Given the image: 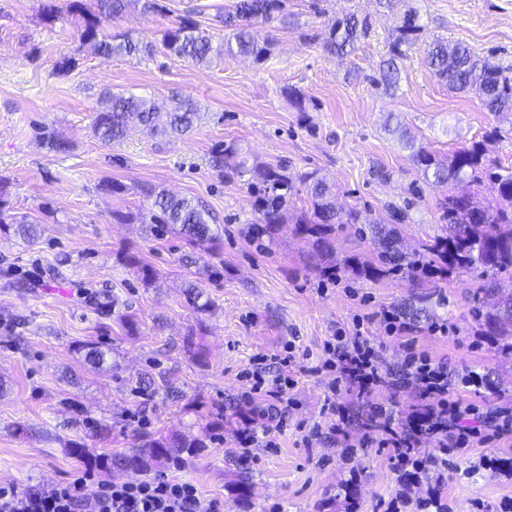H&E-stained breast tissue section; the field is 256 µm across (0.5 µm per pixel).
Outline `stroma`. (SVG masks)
Instances as JSON below:
<instances>
[{
    "label": "stroma",
    "instance_id": "1",
    "mask_svg": "<svg viewBox=\"0 0 512 512\" xmlns=\"http://www.w3.org/2000/svg\"><path fill=\"white\" fill-rule=\"evenodd\" d=\"M0 0V198L12 223L0 226V484L51 491L84 467L73 444L94 455L127 452L145 434L205 439L185 459L183 474L206 497L223 498L228 512H424L439 494L447 512H512V432L445 455L423 438L424 467L405 477L388 462L380 437L361 420L375 405L389 407L407 426L423 400L415 387L359 395L332 387L321 371L323 346L356 333L377 345L381 366L397 373L408 352L446 364L450 392L473 407L474 425L512 410V334L480 311L479 272L452 271L408 278L365 276L373 261L370 236L355 224L337 227L335 278L323 270L310 241L295 231L304 198H294L272 242L248 232L257 218L243 181L223 180L208 165L212 147L231 143L251 165L284 163L290 175L316 173L338 207L363 218L406 213L397 231L405 249L442 234L445 189L424 183L407 143L448 158L481 143L485 156L512 168V113L492 115L472 94L449 92L424 62L434 39L460 42L473 54L512 68V0H285L287 24H252L264 61L224 54L198 65L170 54L164 32L192 15L211 36L229 32L216 20L235 0H161L149 16L129 9L105 21L107 34L153 43L151 54L105 57L80 38L81 12L97 0ZM54 4V17L44 13ZM417 10L423 30L398 59L399 83L376 79L401 18ZM368 31L342 58L324 41L332 22L347 15ZM70 71H61L65 60ZM151 97L167 112L172 96L193 99L200 121L190 135L167 141L141 127L123 142L102 144L92 123L105 91ZM67 140L68 152L49 150L42 128ZM109 181L120 193L105 191ZM166 188L206 205L223 241L224 270L209 276L186 265L178 237L156 238L141 221L148 206L143 184ZM34 228L31 236L15 227ZM134 254L155 272L144 284L123 257ZM198 281L213 308L186 299ZM425 307L406 336L390 335L384 308ZM136 330H129L128 322ZM447 325L448 334L433 332ZM102 343V368L85 361L83 346ZM294 345L282 374L292 386L272 397L246 400L250 375L264 355ZM480 391L465 388L470 373ZM342 407V415L329 410ZM284 414L287 425L268 441L243 448L238 431L257 414ZM341 432H333L334 424ZM107 426L97 434L98 426ZM248 478L250 496L230 487Z\"/></svg>",
    "mask_w": 512,
    "mask_h": 512
}]
</instances>
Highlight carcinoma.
<instances>
[{
	"instance_id": "carcinoma-1",
	"label": "carcinoma",
	"mask_w": 512,
	"mask_h": 512,
	"mask_svg": "<svg viewBox=\"0 0 512 512\" xmlns=\"http://www.w3.org/2000/svg\"><path fill=\"white\" fill-rule=\"evenodd\" d=\"M141 7L145 14L162 10L159 0H99V14L81 15V39L94 45L104 54L131 55L151 51V46L129 36L119 38L101 32V19H112L131 4ZM284 0H237L233 9L217 15L224 28L232 31L237 52L256 61L267 54V46L259 44L249 33L253 22L278 20L288 23L283 13ZM359 21L350 16L335 21L325 43L328 53L343 57L352 50L358 37ZM422 26L416 24V12L405 14L400 35L391 46V57L381 71V81L387 87L397 83L395 58L402 56L401 46L417 40ZM163 44L176 56L197 64L212 61L221 51L213 47L211 38L200 24L184 17L163 34ZM426 62L436 75L456 92H474L486 111L497 114L512 112V77L505 69L486 59H478L461 43L434 41L427 51ZM104 108L93 121L94 135L105 143H119L127 127L139 124L152 136H182L191 132L200 120L197 105L190 99L175 102L167 113V122L159 126L157 106L150 99L132 92H108L103 96ZM411 161L423 180L432 186H451L468 180L479 183L488 177L498 184L501 205L481 206L469 195L448 193L443 206L444 234L425 245L424 253L407 254L400 250L396 231L386 225H370L376 246L377 260L368 272L376 277L403 276L416 272L432 275L441 266L450 270L483 269L484 290L495 291L497 280L493 273L512 269V169H504L485 161L481 144L474 143L453 152L442 160L427 148L420 146L411 153ZM210 166L219 176L229 170L239 177L250 172L247 160L240 157L235 145L219 144L210 152ZM255 197L259 222L252 225V236L272 237L276 228L285 222L288 205L293 198L306 191L309 212L297 218V231L312 241L316 254L332 256V234L338 224L360 223V212L352 209L342 212L327 197L326 185L312 173L293 178L281 163L258 169L256 181L249 183ZM141 194L151 201L150 223L157 237L175 235L189 247V254L219 256L221 238L211 228L209 210L200 202L179 197L152 185L141 187ZM493 324L502 329L512 326V298L503 299L498 311L487 314ZM85 358L94 366L106 361L107 351L98 342L84 345ZM203 447V441L188 439L180 434L147 436L139 445L123 454L101 456L98 462L117 469L148 473L164 463L184 460Z\"/></svg>"
}]
</instances>
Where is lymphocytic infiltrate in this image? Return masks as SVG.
<instances>
[{
	"mask_svg": "<svg viewBox=\"0 0 512 512\" xmlns=\"http://www.w3.org/2000/svg\"><path fill=\"white\" fill-rule=\"evenodd\" d=\"M325 350L329 355L325 369L337 373L342 382L358 388L361 394L368 396L402 383L413 385L427 399V406L401 430L394 428L386 407L379 405L373 411L393 468H420L423 437H437L443 451L451 446L466 447L474 438V431L464 422L472 408L463 399L451 398L442 363L412 355L399 374H389L383 370L374 345L362 335L350 342L327 344ZM0 512H224V501L203 497L193 481L177 473L117 483L102 479L88 466L73 480L48 492L1 484Z\"/></svg>",
	"mask_w": 512,
	"mask_h": 512,
	"instance_id": "f902f5d3",
	"label": "lymphocytic infiltrate"
}]
</instances>
